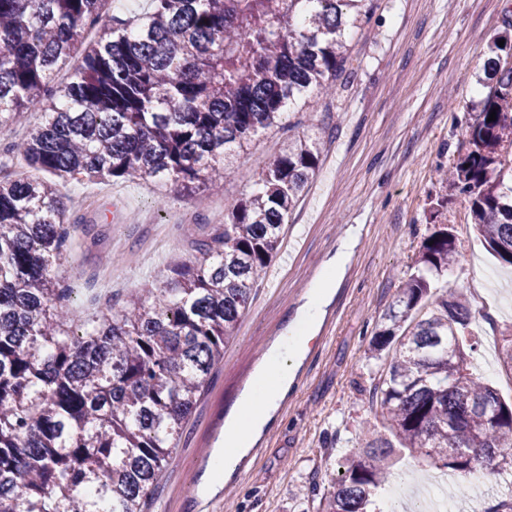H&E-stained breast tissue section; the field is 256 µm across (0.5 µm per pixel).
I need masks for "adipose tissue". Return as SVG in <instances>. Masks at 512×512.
Listing matches in <instances>:
<instances>
[{"instance_id": "1", "label": "adipose tissue", "mask_w": 512, "mask_h": 512, "mask_svg": "<svg viewBox=\"0 0 512 512\" xmlns=\"http://www.w3.org/2000/svg\"><path fill=\"white\" fill-rule=\"evenodd\" d=\"M333 280V274H326L309 294L302 324L288 329L278 348L267 357L263 370L253 379L236 424L224 433L223 453L211 461L210 470L214 476L223 479L233 474L270 420L277 402L287 394L296 362L322 317L323 301Z\"/></svg>"}]
</instances>
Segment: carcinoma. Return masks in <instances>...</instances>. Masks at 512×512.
<instances>
[{
    "label": "carcinoma",
    "mask_w": 512,
    "mask_h": 512,
    "mask_svg": "<svg viewBox=\"0 0 512 512\" xmlns=\"http://www.w3.org/2000/svg\"><path fill=\"white\" fill-rule=\"evenodd\" d=\"M106 2L0 0V118L42 117L9 146L38 176L0 162V512H101L105 502L147 512L318 169L323 127L300 136L292 116L347 85L348 35L373 10V0H150L147 13L122 18ZM491 52L487 93L447 180L512 266V37L494 38ZM65 68L70 80L58 85ZM273 128L283 147L195 255L165 285L80 323L52 276L71 244L57 185L152 178L198 201ZM457 258L448 229L425 239L372 338L376 352L395 346L381 424L410 453L496 482L512 474V404L472 372L469 304L431 295L433 276ZM394 453L368 430L321 512H373Z\"/></svg>",
    "instance_id": "obj_1"
}]
</instances>
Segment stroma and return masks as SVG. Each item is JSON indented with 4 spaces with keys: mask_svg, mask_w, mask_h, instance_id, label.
<instances>
[{
    "mask_svg": "<svg viewBox=\"0 0 512 512\" xmlns=\"http://www.w3.org/2000/svg\"><path fill=\"white\" fill-rule=\"evenodd\" d=\"M505 0H377L371 22L352 37L348 87L317 98L298 114L299 131L325 124L319 168L285 228L281 248L252 293L234 341L208 376L186 422L175 464L158 481L149 512H194L195 498L213 496L214 512H317L345 459L380 418L374 387L386 366L369 341L410 275L424 239L446 224L457 231L459 261L436 281L471 299L473 274L490 276V309L473 308L476 354L512 327V266L495 259L471 231L468 202L438 171L457 158L461 120L477 110L478 82L491 35L512 25ZM270 131L234 157L219 191L203 208L173 186L139 178L69 180L59 186L72 251L54 271L71 303L89 319L110 302L126 303L147 283L191 256L196 240L224 220L274 154ZM345 262L318 325L272 423L241 467L212 489L208 466L237 414L240 398L286 327L299 322L307 293L340 249ZM422 457L395 454L386 495L407 494L437 477ZM464 493H457L459 485ZM512 484L465 483L449 473L440 493L469 512H492Z\"/></svg>",
    "mask_w": 512,
    "mask_h": 512,
    "instance_id": "stroma-1",
    "label": "stroma"
}]
</instances>
